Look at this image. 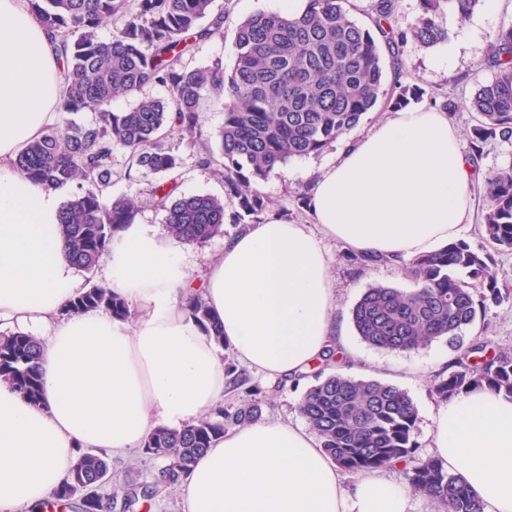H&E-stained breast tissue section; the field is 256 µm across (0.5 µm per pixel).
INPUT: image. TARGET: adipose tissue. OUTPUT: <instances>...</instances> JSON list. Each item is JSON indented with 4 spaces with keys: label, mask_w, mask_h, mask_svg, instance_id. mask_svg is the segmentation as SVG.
<instances>
[{
    "label": "adipose tissue",
    "mask_w": 512,
    "mask_h": 512,
    "mask_svg": "<svg viewBox=\"0 0 512 512\" xmlns=\"http://www.w3.org/2000/svg\"><path fill=\"white\" fill-rule=\"evenodd\" d=\"M62 94L50 36L0 0V324L42 342L43 396L33 405L0 382V512H31L78 449L130 455L159 426L179 427L224 399L225 349L269 380L309 371L339 316L332 238L364 255L411 259L457 241L471 169L448 115L405 110L350 143L314 178L313 225L269 220L225 242L202 295L224 331L204 336L179 307L194 263L184 246L130 225L112 244L104 283L138 312L62 315L85 281L65 259L59 193L13 160L40 138ZM485 512H512V399L487 389L449 399L432 439ZM184 512H415L405 484L346 482L315 433L280 421L227 433L197 460Z\"/></svg>",
    "instance_id": "adipose-tissue-1"
}]
</instances>
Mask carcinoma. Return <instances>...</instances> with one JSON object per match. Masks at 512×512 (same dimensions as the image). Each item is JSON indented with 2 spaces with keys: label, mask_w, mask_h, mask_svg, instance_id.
I'll return each mask as SVG.
<instances>
[{
  "label": "carcinoma",
  "mask_w": 512,
  "mask_h": 512,
  "mask_svg": "<svg viewBox=\"0 0 512 512\" xmlns=\"http://www.w3.org/2000/svg\"><path fill=\"white\" fill-rule=\"evenodd\" d=\"M214 2L27 0V9L54 40L64 87L58 121L13 167L35 185L71 191L61 205L60 224L65 256L77 270L94 272L139 209L137 199L110 192L115 152H125L124 177L147 185L149 201L165 212V237L177 244L222 236L227 219L245 227L277 218L262 190L275 170L336 143L383 97L397 109L420 100L417 84L386 89L384 61L399 70L408 42L429 47L446 41L444 11L466 19L480 0H419L418 14L405 27L398 24L397 0H374L368 26L352 18L345 7L349 0H306L298 14L258 12L237 27L229 71L220 61L192 65L197 45L224 34V10ZM110 19L118 26L112 39L102 40L97 30ZM483 58L494 78L478 85L469 102L478 114L471 132L477 154L489 142L512 138V25L496 32ZM155 86L167 96L144 95ZM209 94L224 109V124L214 138L204 134L200 121ZM135 95L134 107H113L114 99ZM80 112L91 119L73 122L70 116ZM173 129L192 149L196 164L218 175L224 197L175 195L183 158L166 143ZM482 190L484 245L458 240L403 261L411 290L374 285L351 310L357 335L373 348L401 352L438 340L448 344L454 353L448 375L433 385L442 402L481 387L512 398V353L487 340L467 343L464 336L490 306L512 298L511 290L498 286L488 253L512 251V168L486 173ZM181 306L204 335L224 345L200 294L187 296ZM99 310L127 322L136 317L125 298L91 279L63 314ZM40 353L34 335H0V381L35 404L41 398ZM321 366L298 410L343 470L359 476L399 465L407 485L433 500L439 512H484L442 460L415 458L418 409L406 390L344 372L332 348ZM258 414L257 405L244 404L229 416L219 404L179 428L152 430L140 455L162 467L141 490L125 491V507L149 505L186 483L197 458L224 435L227 423L245 425ZM111 485L112 459L83 449L49 499L66 506L76 498L80 512H103V501L113 502L106 492Z\"/></svg>",
  "instance_id": "carcinoma-1"
}]
</instances>
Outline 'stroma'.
I'll return each instance as SVG.
<instances>
[{"mask_svg": "<svg viewBox=\"0 0 512 512\" xmlns=\"http://www.w3.org/2000/svg\"><path fill=\"white\" fill-rule=\"evenodd\" d=\"M216 7L225 11L224 34L197 46L193 63L207 66L222 61L232 67L235 61L234 33L237 25L248 16L260 11L275 10L274 0H216ZM442 23L448 29L446 42L432 47L408 43L403 48L404 65L398 73H387V83H420L425 90L423 98L416 101L419 109L430 108L432 100L451 98L458 104L449 113V122L458 130L462 149H469V134L478 116L466 103L479 84L491 81L494 73L482 60V51L501 28L512 24V0H499L496 9H489L481 0L467 19H459L453 12H446ZM392 107L379 101L372 112L366 114L360 124L339 139L332 147L318 155L289 161L277 169L263 185V191L274 209L284 210L288 219L297 224L311 223L312 218L297 201L299 193L310 191L314 176L327 165L335 162L349 142L365 135L377 122L390 116ZM183 166L179 180V194L190 196L209 194L223 197L224 186L211 171L199 167L189 149L181 151ZM126 157L116 152L112 168L118 176L112 183L113 195H125L141 200L135 221L153 232L163 230L164 214L145 200L144 183L124 178ZM323 247L331 259V271L335 282V303L342 319V340L357 356L358 374L376 378L399 386L413 398L418 408V421L414 431L416 454L432 456L431 434L434 418L441 406L432 393L436 377L446 373L452 353L446 342L432 344L407 352H387L372 348L357 335L350 319V311L370 286L382 284L402 291L411 287L401 266L393 264L362 265L350 260L342 243L327 239ZM466 339L480 336L491 339L493 347L512 351V299L491 308L485 319L465 330ZM225 369H234L243 379L238 385L224 388V408L231 411L242 402L252 401L261 408L265 420L285 423H301L297 404L312 385V378L302 379L298 385L265 381L254 370L238 364L232 353L223 356Z\"/></svg>", "mask_w": 512, "mask_h": 512, "instance_id": "35a3bbf8", "label": "stroma"}]
</instances>
